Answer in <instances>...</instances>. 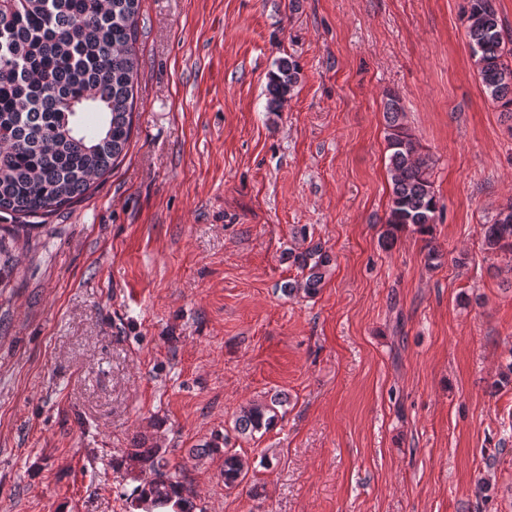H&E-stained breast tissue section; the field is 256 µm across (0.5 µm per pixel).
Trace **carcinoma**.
Wrapping results in <instances>:
<instances>
[{"label": "carcinoma", "instance_id": "cac0c4a2", "mask_svg": "<svg viewBox=\"0 0 512 512\" xmlns=\"http://www.w3.org/2000/svg\"><path fill=\"white\" fill-rule=\"evenodd\" d=\"M472 59L485 93L512 112V39L505 40L494 0L463 7ZM140 0H0V214L19 226L43 224L73 204L112 171L130 142L138 95ZM299 68L282 61L267 82L268 109L277 111L298 83ZM391 196L385 238L409 226L429 235L439 210L429 157L404 123L399 94H385ZM484 243L512 255V202L486 225ZM329 257L319 246L300 258L305 279L291 289L319 287ZM280 394L240 410L234 429H270ZM196 457H224V487L247 476L234 448L210 442ZM112 468L140 481L131 501L142 512L175 502L196 512L183 474L170 468L165 450L141 438L121 450Z\"/></svg>", "mask_w": 512, "mask_h": 512}]
</instances>
